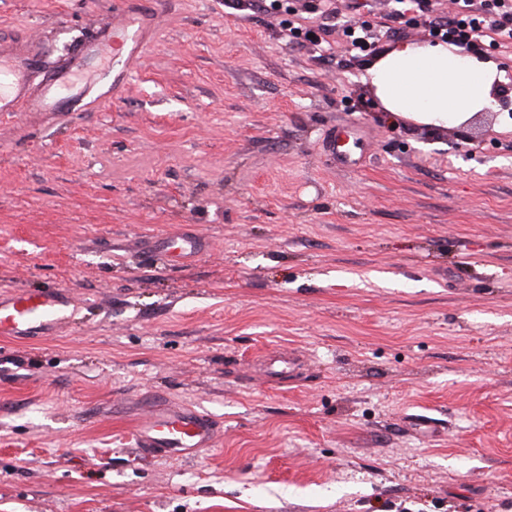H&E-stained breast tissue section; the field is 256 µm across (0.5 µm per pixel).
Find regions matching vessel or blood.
<instances>
[{
  "label": "vessel or blood",
  "instance_id": "1",
  "mask_svg": "<svg viewBox=\"0 0 512 512\" xmlns=\"http://www.w3.org/2000/svg\"><path fill=\"white\" fill-rule=\"evenodd\" d=\"M153 32L152 13L126 14L121 25L99 28L70 54L66 67L38 82L33 81L32 74L42 58L40 40H0V112L80 111L87 87L78 82L79 73L110 53L121 64L115 79L123 81L128 67L141 60ZM205 248L204 241L185 233H168L153 242L155 253L170 266L184 264ZM77 306L74 294L63 288L0 293V336L25 340L65 328ZM218 429L207 413L156 402L136 418L133 438L141 458L159 452L185 458L197 449L212 447Z\"/></svg>",
  "mask_w": 512,
  "mask_h": 512
}]
</instances>
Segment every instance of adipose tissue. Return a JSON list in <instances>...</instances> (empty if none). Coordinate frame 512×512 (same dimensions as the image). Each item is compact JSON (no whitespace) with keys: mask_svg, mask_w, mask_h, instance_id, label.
I'll list each match as a JSON object with an SVG mask.
<instances>
[{"mask_svg":"<svg viewBox=\"0 0 512 512\" xmlns=\"http://www.w3.org/2000/svg\"><path fill=\"white\" fill-rule=\"evenodd\" d=\"M367 76L385 111L423 124L461 126L497 103L495 65L454 45H396Z\"/></svg>","mask_w":512,"mask_h":512,"instance_id":"adipose-tissue-1","label":"adipose tissue"}]
</instances>
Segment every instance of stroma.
Returning a JSON list of instances; mask_svg holds the SVG:
<instances>
[{
    "label": "stroma",
    "instance_id": "1",
    "mask_svg": "<svg viewBox=\"0 0 512 512\" xmlns=\"http://www.w3.org/2000/svg\"><path fill=\"white\" fill-rule=\"evenodd\" d=\"M129 3L0 0V38L44 41L39 80ZM154 8L122 87L0 114V290L80 303L0 338V512H512V45L476 49L496 108L436 127L363 80L432 40L414 12L383 34L397 0ZM174 231L212 248L167 266L146 241ZM158 397L214 447L140 460Z\"/></svg>",
    "mask_w": 512,
    "mask_h": 512
}]
</instances>
